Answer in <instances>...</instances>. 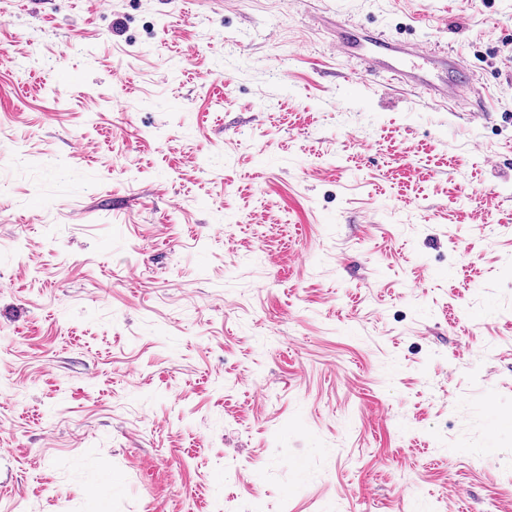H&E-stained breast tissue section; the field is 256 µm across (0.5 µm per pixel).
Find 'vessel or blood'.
Wrapping results in <instances>:
<instances>
[{
    "label": "vessel or blood",
    "mask_w": 512,
    "mask_h": 512,
    "mask_svg": "<svg viewBox=\"0 0 512 512\" xmlns=\"http://www.w3.org/2000/svg\"><path fill=\"white\" fill-rule=\"evenodd\" d=\"M334 26L336 53L343 60L356 61L360 79L386 72L402 86L422 88L443 103L459 102L472 90V70L451 54L398 43L385 33L341 17Z\"/></svg>",
    "instance_id": "b4317fda"
}]
</instances>
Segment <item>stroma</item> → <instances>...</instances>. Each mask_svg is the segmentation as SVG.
<instances>
[{"instance_id": "35a3bbf8", "label": "stroma", "mask_w": 512, "mask_h": 512, "mask_svg": "<svg viewBox=\"0 0 512 512\" xmlns=\"http://www.w3.org/2000/svg\"><path fill=\"white\" fill-rule=\"evenodd\" d=\"M509 70L512 0H0V512H512ZM334 26L336 54L343 60L356 61L358 68L353 73L362 80L390 73L403 87L422 88L444 104L458 105L472 90V70L449 53L439 56L415 44L398 43L384 32L369 30L337 15ZM425 66L435 71L432 80L421 75Z\"/></svg>"}]
</instances>
